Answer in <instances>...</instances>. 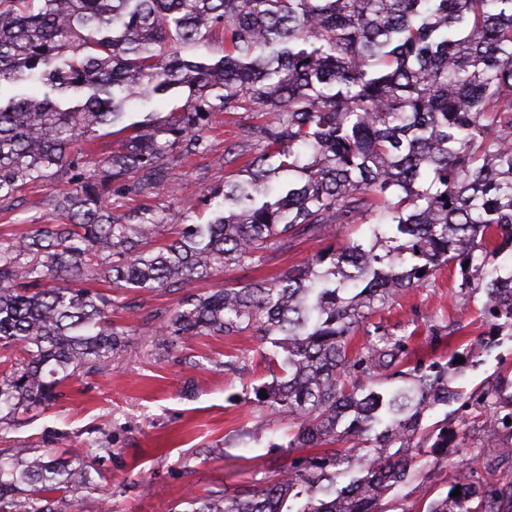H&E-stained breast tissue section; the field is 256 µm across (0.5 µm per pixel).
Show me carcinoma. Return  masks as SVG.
Segmentation results:
<instances>
[{
  "instance_id": "cac0c4a2",
  "label": "carcinoma",
  "mask_w": 512,
  "mask_h": 512,
  "mask_svg": "<svg viewBox=\"0 0 512 512\" xmlns=\"http://www.w3.org/2000/svg\"><path fill=\"white\" fill-rule=\"evenodd\" d=\"M0 210L28 183L64 181L62 224L0 235V345L25 357L0 371V430L48 406L82 370L110 365L128 327L112 306L145 309L158 343L248 332L281 350L282 377L256 390L288 415L298 457L261 488L188 497L191 512H386L419 466L426 411L456 399L448 371L405 370L408 338L372 314L443 266L484 293L512 331V0H0ZM168 105L125 123L131 104ZM267 116L206 224L153 245L174 213L118 215L114 192L164 188L180 152L208 149L220 112ZM117 146L96 157L97 129ZM366 224L307 262L237 287L200 291L220 269L266 265L336 225ZM109 283L118 302L95 286ZM371 337L352 348L358 330ZM512 381L483 395L472 426L512 435ZM511 424H506V420ZM352 442L339 448L341 442ZM102 444L63 462L15 448L0 457V512H65L93 483ZM364 468L342 487L350 455ZM460 496L427 512H512V448L482 440Z\"/></svg>"
}]
</instances>
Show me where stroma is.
Listing matches in <instances>:
<instances>
[{
    "mask_svg": "<svg viewBox=\"0 0 512 512\" xmlns=\"http://www.w3.org/2000/svg\"><path fill=\"white\" fill-rule=\"evenodd\" d=\"M259 122L257 113L244 110L218 114L207 133L208 152L184 156L168 171L160 193L114 194V211L127 213L145 203L162 213L186 216L191 224L207 223L212 209L206 199L227 176L218 157L236 150L242 129ZM66 189L63 183L28 184L11 209L0 211V233L59 223L51 200ZM321 248V242L309 240L273 265L233 267L203 287L240 285L267 273H284ZM460 282L458 269L444 268L429 285L401 295L380 316L395 335L413 334L414 364L448 363L452 387L476 400L498 378L512 379V341L484 349L492 326L480 315L483 295L462 289ZM119 318L131 331L112 364L95 373L79 372L61 386L52 405L23 415L16 429L0 432V451L29 448L39 455L51 448L60 454L84 447L99 430H106V450L96 461L102 477L94 488L76 492L75 512H185L189 494L252 491L289 464L287 415L265 411L263 427L255 428L256 405L243 399L245 387L271 381L263 360L272 353L271 344L249 335L177 336L164 349L138 315L123 312ZM463 351L470 353L472 364L452 363V356ZM230 360L235 369L227 368ZM438 423L447 424L458 445L449 449L448 462L431 466L426 482L393 490L406 512H425L429 501L465 481L468 471L462 462L482 441L456 406L426 412L424 427Z\"/></svg>",
    "mask_w": 512,
    "mask_h": 512,
    "instance_id": "stroma-1",
    "label": "stroma"
}]
</instances>
